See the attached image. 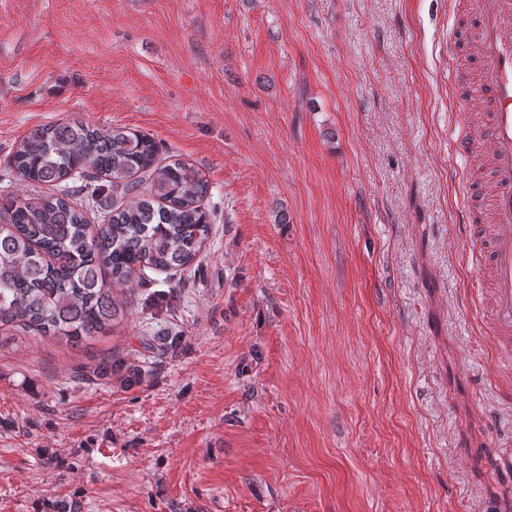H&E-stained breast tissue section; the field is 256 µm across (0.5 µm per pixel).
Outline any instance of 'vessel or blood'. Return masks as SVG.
Returning <instances> with one entry per match:
<instances>
[{"label":"vessel or blood","instance_id":"b4317fda","mask_svg":"<svg viewBox=\"0 0 512 512\" xmlns=\"http://www.w3.org/2000/svg\"><path fill=\"white\" fill-rule=\"evenodd\" d=\"M469 14L466 26L448 39V54H470L476 73L450 67L459 98L455 122L450 130L453 152L470 159L488 151L492 160L489 189L491 222L483 226L470 205L480 191L471 185L461 199L459 212L470 242L475 245L474 263L485 275L491 292L488 330L504 346H512V0H464ZM487 112L486 126L474 125L471 102Z\"/></svg>","mask_w":512,"mask_h":512}]
</instances>
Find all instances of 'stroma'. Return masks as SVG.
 Wrapping results in <instances>:
<instances>
[{
    "label": "stroma",
    "instance_id": "1",
    "mask_svg": "<svg viewBox=\"0 0 512 512\" xmlns=\"http://www.w3.org/2000/svg\"><path fill=\"white\" fill-rule=\"evenodd\" d=\"M455 0H0V200L37 126L208 180L195 273L71 346L0 330V512H512V355L455 221ZM174 291L170 310L147 306ZM169 329L141 385L82 376ZM177 334L171 332H157L153 336L139 337L138 342L141 348L153 359L150 364L161 365L171 357L178 346Z\"/></svg>",
    "mask_w": 512,
    "mask_h": 512
}]
</instances>
